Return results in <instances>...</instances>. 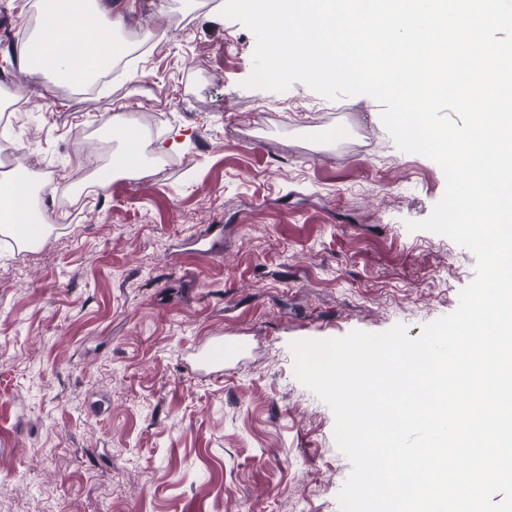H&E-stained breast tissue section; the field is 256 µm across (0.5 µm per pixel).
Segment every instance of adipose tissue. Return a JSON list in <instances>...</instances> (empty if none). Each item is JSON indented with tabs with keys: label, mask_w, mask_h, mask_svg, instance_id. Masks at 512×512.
I'll return each mask as SVG.
<instances>
[{
	"label": "adipose tissue",
	"mask_w": 512,
	"mask_h": 512,
	"mask_svg": "<svg viewBox=\"0 0 512 512\" xmlns=\"http://www.w3.org/2000/svg\"><path fill=\"white\" fill-rule=\"evenodd\" d=\"M40 23L15 49L19 66L74 85L109 68L123 57L128 44L122 36L123 15L110 0H39ZM118 151L112 158L117 173L132 174L143 166V132L128 124L124 114L108 116ZM36 189L23 170L0 180V229L13 230L36 221Z\"/></svg>",
	"instance_id": "1"
}]
</instances>
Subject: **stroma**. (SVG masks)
Here are the masks:
<instances>
[{
  "mask_svg": "<svg viewBox=\"0 0 512 512\" xmlns=\"http://www.w3.org/2000/svg\"><path fill=\"white\" fill-rule=\"evenodd\" d=\"M114 2L128 34L169 35L73 88L19 67L35 0H0V161L48 218L0 233V512H341L352 464L291 344L415 338L457 308L473 253L408 228L445 176L370 97L247 87L255 38L220 0ZM115 111L157 127L129 179ZM212 224L218 254H184ZM207 336L244 348L218 377L184 363Z\"/></svg>",
  "mask_w": 512,
  "mask_h": 512,
  "instance_id": "obj_1",
  "label": "stroma"
}]
</instances>
